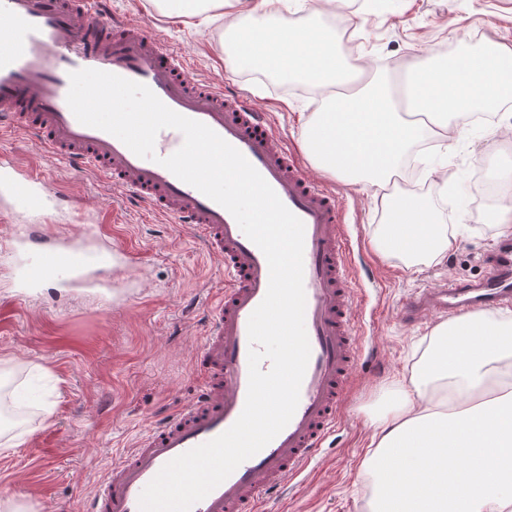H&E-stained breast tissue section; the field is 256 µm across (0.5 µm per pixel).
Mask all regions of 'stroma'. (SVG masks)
<instances>
[{"mask_svg":"<svg viewBox=\"0 0 512 512\" xmlns=\"http://www.w3.org/2000/svg\"><path fill=\"white\" fill-rule=\"evenodd\" d=\"M107 8L148 24L202 81L239 92L267 113L309 165L303 133L323 93L263 68L233 69L225 60L223 21L197 27L165 16L159 0H108ZM328 17L340 20L352 62L370 79H404L434 44L446 58L463 39L474 47L512 41V0H338ZM0 155L80 198L79 221L62 218L55 231L98 244L117 232L133 247L131 261L112 271L111 302L94 289L47 288L31 300L16 299L11 240L18 228L0 194V383L13 384L11 401L24 411L0 427V512H78L149 427L194 399L193 360L209 323L207 305L224 289V267L186 229L152 222L103 175L45 156L27 135L0 136ZM510 169L512 144L499 139L487 145L461 137L446 147L432 141L413 149L389 189L409 185L410 195L427 198L449 225L455 243L440 263L424 254L379 253L384 213L373 190L315 170L338 196L352 237L364 304L358 344L369 359L348 385L335 433L270 512H370V484L360 466L374 410L397 380L410 376L443 321L438 315L411 327L399 307L418 290L492 273L503 242L494 214L504 199H480L470 184L475 173L494 182Z\"/></svg>","mask_w":512,"mask_h":512,"instance_id":"1","label":"stroma"}]
</instances>
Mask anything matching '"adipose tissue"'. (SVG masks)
<instances>
[{
  "label": "adipose tissue",
  "instance_id": "1",
  "mask_svg": "<svg viewBox=\"0 0 512 512\" xmlns=\"http://www.w3.org/2000/svg\"><path fill=\"white\" fill-rule=\"evenodd\" d=\"M288 0H205L204 7L166 6L171 18L210 22V10L228 8L224 52L233 66L244 61L317 91L332 102L313 114L304 135L309 159L352 185L384 188L415 143L453 139L449 115L481 107L498 109L512 96V46L465 49L439 63L417 64L400 83H370L348 95L352 69L327 26L288 25ZM388 223L380 252L427 254L443 260L452 242L426 202L409 195L383 196ZM512 375V324L482 315L435 327L432 347L393 400L374 417L372 450L362 469L373 488L372 512H401L396 481L414 485L418 472L445 483L448 457L441 439L453 426L468 430L463 463L454 469L469 488L467 512H507L512 499V390L492 395V378Z\"/></svg>",
  "mask_w": 512,
  "mask_h": 512
}]
</instances>
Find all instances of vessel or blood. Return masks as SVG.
I'll list each match as a JSON object with an SVG mask.
<instances>
[{
  "mask_svg": "<svg viewBox=\"0 0 512 512\" xmlns=\"http://www.w3.org/2000/svg\"><path fill=\"white\" fill-rule=\"evenodd\" d=\"M96 69L148 86L173 111L202 122L239 150L304 224L305 329L310 357L297 409L288 425L240 464L191 512H266L268 497L310 465L338 420L346 389L363 354L356 342L357 277L350 239L335 192L310 179L279 138L266 113L223 88L202 83L189 60L163 48L139 23L107 15L105 0H0V132L23 131L39 149L75 169L104 174L150 214L188 228L224 265V292L210 305L211 322L195 358V399L137 440L88 500L85 512H140V495L173 458L229 429L245 406L248 321L264 299L269 268L263 252L234 217L161 164L183 144L161 130L156 160L135 155L115 136L81 124L66 97L70 72ZM0 189L14 217L13 279L19 295L58 284L111 287L114 264L127 247L92 245L52 235L47 221L78 210L68 190L43 175L0 159ZM433 311L462 316L512 307V256L495 261L486 279L450 282L425 295Z\"/></svg>",
  "mask_w": 512,
  "mask_h": 512,
  "instance_id": "b4317fda",
  "label": "vessel or blood"
}]
</instances>
